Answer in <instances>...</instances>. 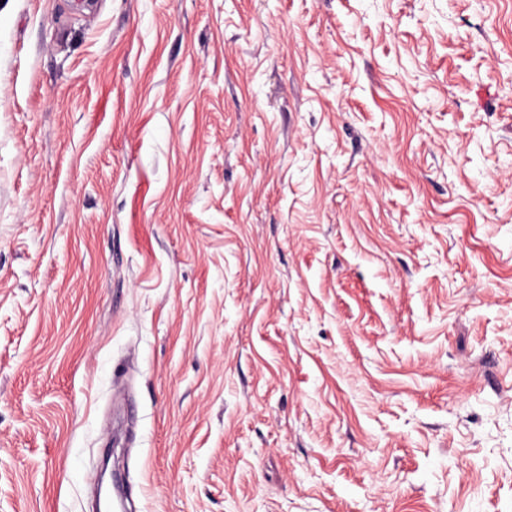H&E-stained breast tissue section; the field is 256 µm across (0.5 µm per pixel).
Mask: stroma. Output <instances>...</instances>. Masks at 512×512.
Here are the masks:
<instances>
[{"label":"stroma","mask_w":512,"mask_h":512,"mask_svg":"<svg viewBox=\"0 0 512 512\" xmlns=\"http://www.w3.org/2000/svg\"><path fill=\"white\" fill-rule=\"evenodd\" d=\"M512 512V0H0V512Z\"/></svg>","instance_id":"stroma-1"}]
</instances>
